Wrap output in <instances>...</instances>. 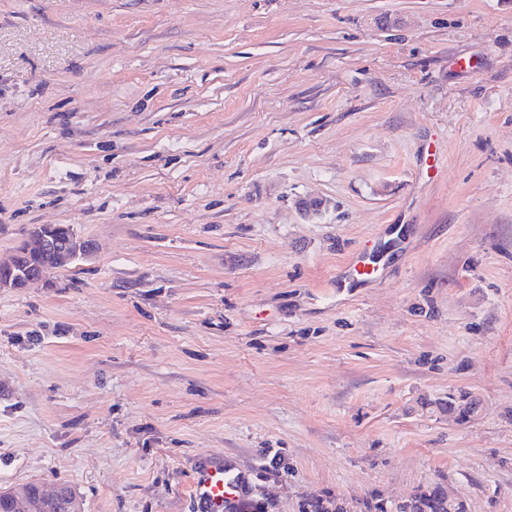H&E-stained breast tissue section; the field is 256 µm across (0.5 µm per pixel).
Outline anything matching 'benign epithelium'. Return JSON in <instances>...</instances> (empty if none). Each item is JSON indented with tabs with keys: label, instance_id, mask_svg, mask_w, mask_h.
Returning <instances> with one entry per match:
<instances>
[{
	"label": "benign epithelium",
	"instance_id": "benign-epithelium-1",
	"mask_svg": "<svg viewBox=\"0 0 512 512\" xmlns=\"http://www.w3.org/2000/svg\"><path fill=\"white\" fill-rule=\"evenodd\" d=\"M93 250V243L77 235L61 239L55 227L35 228L6 259L0 258V290H21L43 280L52 269L67 267ZM61 494V487L52 490L39 487V508L32 509L29 490L25 486L8 493L16 512H48L47 505Z\"/></svg>",
	"mask_w": 512,
	"mask_h": 512
}]
</instances>
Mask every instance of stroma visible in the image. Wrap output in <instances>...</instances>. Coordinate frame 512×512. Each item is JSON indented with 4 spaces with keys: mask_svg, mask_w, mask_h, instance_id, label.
<instances>
[{
    "mask_svg": "<svg viewBox=\"0 0 512 512\" xmlns=\"http://www.w3.org/2000/svg\"><path fill=\"white\" fill-rule=\"evenodd\" d=\"M39 224L94 250L0 291V489L512 512V0H0V256ZM240 487V478L232 476L224 467H207L195 473L191 494L202 501L211 512H222L224 498L236 497ZM395 509V512H467L463 502L449 497L438 484L417 489Z\"/></svg>",
    "mask_w": 512,
    "mask_h": 512,
    "instance_id": "1",
    "label": "stroma"
}]
</instances>
